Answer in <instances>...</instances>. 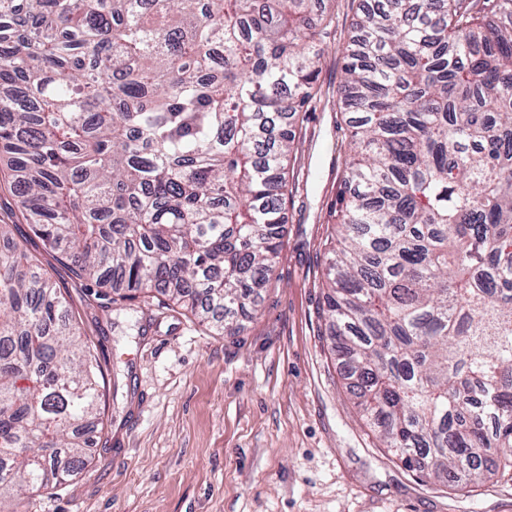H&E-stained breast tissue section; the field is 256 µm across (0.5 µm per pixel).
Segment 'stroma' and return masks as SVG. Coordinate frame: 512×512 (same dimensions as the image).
Here are the masks:
<instances>
[{"label":"stroma","mask_w":512,"mask_h":512,"mask_svg":"<svg viewBox=\"0 0 512 512\" xmlns=\"http://www.w3.org/2000/svg\"><path fill=\"white\" fill-rule=\"evenodd\" d=\"M355 0H338L316 103L301 113L283 245L240 333L134 303L77 278L36 237L0 177V224L70 304L104 373L118 371L86 467L29 497L27 512H512V479L477 492L422 482L361 417L319 312L324 241L338 193L335 102Z\"/></svg>","instance_id":"stroma-1"}]
</instances>
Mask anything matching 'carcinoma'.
<instances>
[{"mask_svg": "<svg viewBox=\"0 0 512 512\" xmlns=\"http://www.w3.org/2000/svg\"><path fill=\"white\" fill-rule=\"evenodd\" d=\"M336 0H0V146L33 233L135 301L257 312ZM322 316L384 448L512 472V0H375L344 44ZM106 383L0 224V512L87 462Z\"/></svg>", "mask_w": 512, "mask_h": 512, "instance_id": "obj_1", "label": "carcinoma"}]
</instances>
